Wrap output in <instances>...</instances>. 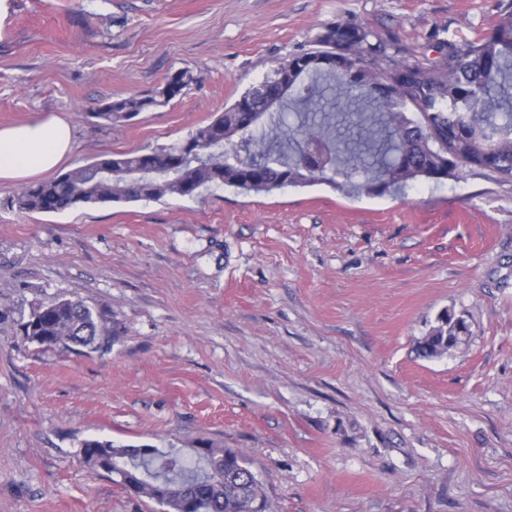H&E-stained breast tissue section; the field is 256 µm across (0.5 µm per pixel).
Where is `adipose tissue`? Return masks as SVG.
I'll return each instance as SVG.
<instances>
[{
	"label": "adipose tissue",
	"instance_id": "ef3b65f1",
	"mask_svg": "<svg viewBox=\"0 0 512 512\" xmlns=\"http://www.w3.org/2000/svg\"><path fill=\"white\" fill-rule=\"evenodd\" d=\"M71 124L50 114L0 127V182L23 183L55 171L72 153Z\"/></svg>",
	"mask_w": 512,
	"mask_h": 512
}]
</instances>
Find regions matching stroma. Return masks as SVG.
<instances>
[{
    "instance_id": "35a3bbf8",
    "label": "stroma",
    "mask_w": 512,
    "mask_h": 512,
    "mask_svg": "<svg viewBox=\"0 0 512 512\" xmlns=\"http://www.w3.org/2000/svg\"><path fill=\"white\" fill-rule=\"evenodd\" d=\"M512 0H8L0 125L68 120L63 170L168 146L326 24L438 59ZM187 92L126 121L106 101ZM116 318L108 349L31 343L59 299ZM451 312L466 344L419 341ZM100 438L193 457L239 450L268 512H512V180L475 170L371 195L322 182L270 194L0 207V512H156L82 461ZM194 81L195 77L188 70L177 71L167 77L164 84L151 95L129 96L104 102L96 108L93 115L109 123L130 119L152 107L168 104L174 98L183 95Z\"/></svg>"
}]
</instances>
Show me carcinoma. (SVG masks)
<instances>
[{"label":"carcinoma","instance_id":"obj_1","mask_svg":"<svg viewBox=\"0 0 512 512\" xmlns=\"http://www.w3.org/2000/svg\"><path fill=\"white\" fill-rule=\"evenodd\" d=\"M288 72L292 92L280 110L247 112L276 90ZM387 77L391 92L381 102L374 83ZM196 81L187 70L167 77L152 94L100 104L92 116L106 122L132 118L168 104ZM287 111L297 122L287 127ZM506 122L498 125L496 115ZM512 178V12L495 31L475 39L448 38L440 57L421 58L373 29L330 23L314 48L293 54L274 76L249 89L223 113L168 147L101 156L22 189L0 201L37 213H62L78 205L194 197L213 186L269 193L340 176L373 195L410 181L462 179L475 170ZM109 172L142 175L148 187ZM24 336L39 345L93 350L120 336L119 322L82 301L60 299L33 311ZM469 337L466 322L448 312L418 345L432 358ZM195 459L157 448L82 441L81 455L94 471L133 478L137 496L152 502L164 488L166 512H266L260 476L233 448L196 442Z\"/></svg>","mask_w":512,"mask_h":512}]
</instances>
